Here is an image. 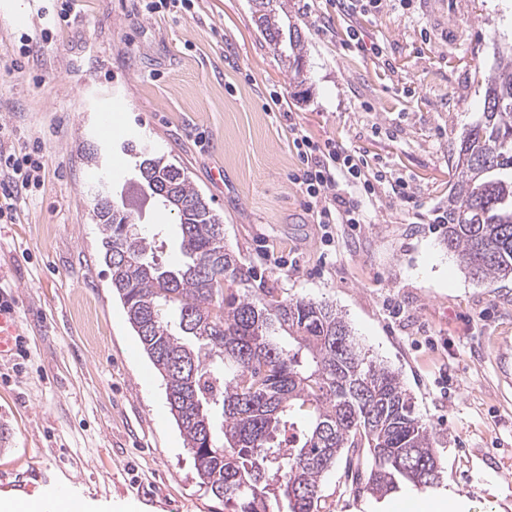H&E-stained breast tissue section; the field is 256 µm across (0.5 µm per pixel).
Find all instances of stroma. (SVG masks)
Segmentation results:
<instances>
[{
  "instance_id": "35a3bbf8",
  "label": "stroma",
  "mask_w": 512,
  "mask_h": 512,
  "mask_svg": "<svg viewBox=\"0 0 512 512\" xmlns=\"http://www.w3.org/2000/svg\"><path fill=\"white\" fill-rule=\"evenodd\" d=\"M286 2L306 45L301 86L258 31L252 0L152 15L133 0H79L61 27V0H0V148L37 151L45 165L41 188L17 195L0 223V265L23 283L18 296L0 282L23 333L0 366L1 498L68 484L97 512H226L197 478L101 259L92 149L156 261L184 260L175 215L135 183L130 142L183 168L223 216L242 288L332 305L435 432L437 485L376 498L340 462L324 483L332 512H429L451 497L468 512H512V386L496 361L497 342H512V280L471 279L428 230L454 150L482 115L494 50L512 45V0H382L351 15L336 0ZM28 15L36 26H13ZM24 37L34 56L20 57ZM274 92L288 114L269 109ZM292 121L389 180L363 200L367 223L337 225L331 247L290 179ZM398 181L408 199L393 195Z\"/></svg>"
}]
</instances>
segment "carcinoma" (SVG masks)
<instances>
[{"instance_id":"cac0c4a2","label":"carcinoma","mask_w":512,"mask_h":512,"mask_svg":"<svg viewBox=\"0 0 512 512\" xmlns=\"http://www.w3.org/2000/svg\"><path fill=\"white\" fill-rule=\"evenodd\" d=\"M256 25L298 83L305 41L282 0H252ZM483 115L455 151L444 238L472 278H512V47L484 77ZM139 157V182L178 218L183 264L166 269L142 237L120 233L125 209L93 210L112 293L162 377L169 412L200 484L229 512H328L324 481L361 453L360 490L391 494L440 479L436 438L398 374L362 354L343 316L311 299L254 297L226 286L241 273L224 220L184 170ZM174 184L176 202L156 194ZM292 432L289 447L281 433Z\"/></svg>"}]
</instances>
